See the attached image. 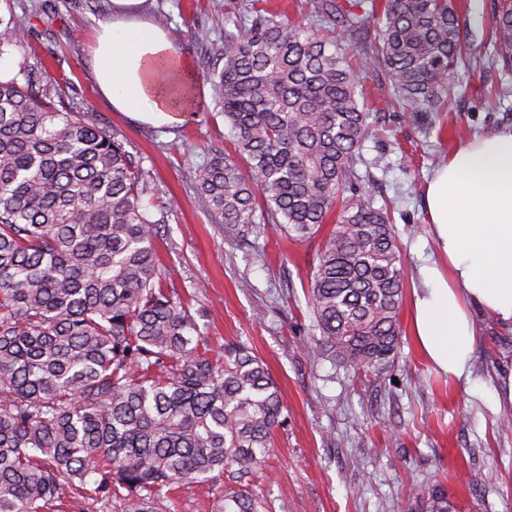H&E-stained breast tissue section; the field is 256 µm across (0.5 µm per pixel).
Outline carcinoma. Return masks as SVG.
Here are the masks:
<instances>
[{"mask_svg": "<svg viewBox=\"0 0 512 512\" xmlns=\"http://www.w3.org/2000/svg\"><path fill=\"white\" fill-rule=\"evenodd\" d=\"M209 75L234 154L208 149L197 189L227 232L322 239L308 288L310 362H394L405 274L388 209L359 186L371 135L359 74L385 70L386 107L441 112L463 85L453 0H306L292 20L252 0ZM374 38L350 60L333 39ZM36 15L0 17V45ZM491 64L512 73V0ZM140 162L27 71L0 80V512H158L179 488L218 489L210 512H268L252 477L287 423L277 383L240 342L216 355L192 305L162 282L167 207ZM416 512H449L442 487Z\"/></svg>", "mask_w": 512, "mask_h": 512, "instance_id": "obj_1", "label": "carcinoma"}]
</instances>
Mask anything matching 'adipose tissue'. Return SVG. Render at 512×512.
Segmentation results:
<instances>
[{"label": "adipose tissue", "mask_w": 512, "mask_h": 512, "mask_svg": "<svg viewBox=\"0 0 512 512\" xmlns=\"http://www.w3.org/2000/svg\"><path fill=\"white\" fill-rule=\"evenodd\" d=\"M141 0H112L93 52L99 92L120 112L173 123L205 98L174 102L195 72L166 30L138 13ZM433 239L446 267L421 271L414 292L413 335L428 362L449 379L468 377L476 342L470 313L478 306L512 326V128L460 144L426 191Z\"/></svg>", "instance_id": "ef3b65f1"}]
</instances>
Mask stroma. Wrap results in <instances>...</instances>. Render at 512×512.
Segmentation results:
<instances>
[{"instance_id": "stroma-1", "label": "stroma", "mask_w": 512, "mask_h": 512, "mask_svg": "<svg viewBox=\"0 0 512 512\" xmlns=\"http://www.w3.org/2000/svg\"><path fill=\"white\" fill-rule=\"evenodd\" d=\"M247 0H145L149 18L172 17L167 30L195 68L217 67L225 13ZM499 0H467L460 13L468 33L474 76L448 99L444 112L410 115L385 108L377 94L382 71L363 75L371 121L390 129L364 143L361 174L377 205L388 206L403 252L408 288L422 285L420 270L436 261L425 201L435 166L463 140L512 127V84L491 97L499 75L488 61L492 16ZM1 12H37L28 42L0 51V78L19 69L40 84L67 77L66 98L90 109L100 126L140 160L143 176L171 212L158 243L166 287L199 310L211 347L241 342L262 358L277 382L288 415L257 471L253 489L273 512H414L413 487L442 485L450 512H512V407L494 409L492 394L512 375V328L475 313L477 343L468 378L448 379L423 357L403 306L400 351L381 376L331 362H310L306 341L317 337L307 303L318 241L260 235L228 237L198 197L195 182L207 149L232 136L214 99L181 123L157 127L113 111L100 96L92 46L111 0H0Z\"/></svg>"}]
</instances>
